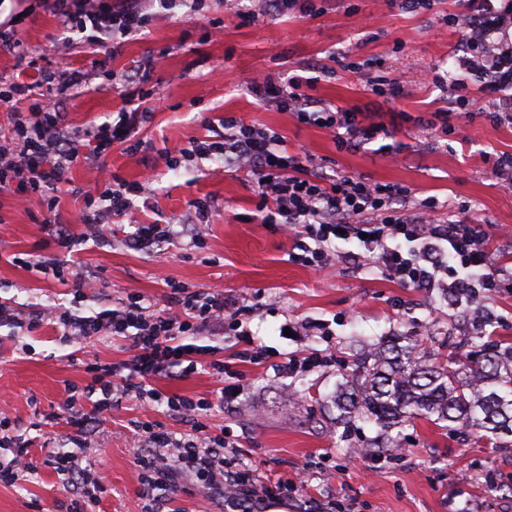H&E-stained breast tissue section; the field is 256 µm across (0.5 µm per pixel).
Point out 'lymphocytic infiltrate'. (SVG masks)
<instances>
[{
  "mask_svg": "<svg viewBox=\"0 0 512 512\" xmlns=\"http://www.w3.org/2000/svg\"><path fill=\"white\" fill-rule=\"evenodd\" d=\"M39 4L53 13L62 33L84 36L99 48L141 33L153 8L176 6L175 0H121L117 5L112 0H39ZM459 5L451 24L468 46L459 66L479 77L481 97L497 100L498 109L489 113V120L512 123V0H459ZM155 65V60H146L134 75L122 77L119 95L124 108L117 123H92L73 132L66 129L59 105L85 83L84 72L59 66L43 71L32 83L14 76L1 78L0 106L9 112L11 130L0 140V193L19 201L31 192L43 194L51 213L64 193L105 201L106 209L87 214L86 225L125 218L140 248L185 237L201 244L209 205L198 204L180 224H145L137 220L132 200L144 194L146 183L105 174L86 189L70 185L67 177L85 146H93L99 154L116 143L130 151L138 148L135 134L154 113L139 86L149 80ZM312 85V79L292 76L280 84L256 80L251 88L292 112L299 122L334 132L341 145L376 137L378 126L366 123L360 112L317 108L308 92ZM194 152L202 157L219 155L225 168L252 174L261 221L295 238L297 250L289 255L294 263L324 271L338 256V242H354L360 258L373 261L390 280L409 288L441 289L452 305L485 301L502 283L491 261L495 236L485 225L438 218L437 201L413 203L403 186L323 172L312 155L288 151L281 135L268 127L225 119L223 135L196 142ZM174 302L175 309L151 310L144 307L140 294L130 292L115 308L95 316L55 307L43 312L42 321L61 327L64 340L80 349L101 336L126 338L132 349L130 358L119 363L85 359L84 371L91 380L82 392L68 390L64 402L73 429L69 439L78 441L88 427L119 407L129 392H137L147 404L193 420L195 428L192 437L179 439L160 425L138 423L136 433L144 443L136 458L141 512H163L169 479L176 473L214 488L225 512H266L271 499L289 497L287 483L257 485L251 471L236 465L227 438L213 433L203 421L214 407L209 398L169 396L153 384L161 375L192 373L197 348L189 344V337L222 330L249 307L225 297L223 291L203 288L180 289ZM85 400L90 401V410H82ZM5 429L12 432L13 456L0 461V481L12 484L34 468L29 456L32 440L26 430L11 427L1 417L0 431ZM55 464L74 489L71 512H86L104 489V474L64 453Z\"/></svg>",
  "mask_w": 512,
  "mask_h": 512,
  "instance_id": "lymphocytic-infiltrate-1",
  "label": "lymphocytic infiltrate"
}]
</instances>
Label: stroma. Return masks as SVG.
<instances>
[{"mask_svg": "<svg viewBox=\"0 0 512 512\" xmlns=\"http://www.w3.org/2000/svg\"><path fill=\"white\" fill-rule=\"evenodd\" d=\"M315 5L320 12L314 17L299 2L271 16L264 0H204L209 27L187 19L186 7L178 6L122 39L111 68L158 58L143 90L160 103L152 123L138 133L139 151L115 144L100 161L123 180L151 178L149 194L133 200L144 223H176L197 200L209 201L204 244L167 242L149 255L130 244V226L115 222L100 225L97 238L67 252L49 241L43 196L29 194L19 208L11 196L0 195V300L27 314L56 307L92 316L131 291L140 292L146 305L164 307L177 285L259 303L247 329L264 352L260 363L239 361L244 345L228 327L220 336L193 337L201 349L194 373L160 377L155 384L169 394L214 400L206 424L233 434L239 463L259 478L293 483L306 472L300 500L283 512H301L308 495L335 501L337 512H512V447L497 448L464 432L449 435L418 420L400 429L402 458L389 448L376 458L364 450L377 426L359 421L337 430L336 411L325 404L348 361L373 344L399 334L432 336L436 349L453 357L459 348L447 343L448 333L477 336L481 326L439 292L401 286L367 261L339 260L329 277L293 263L292 241L257 217L246 172L225 170L217 156L178 157L208 136L211 124L232 116L274 129L289 151L308 152L327 173L405 186L414 201L437 200L443 217L512 227V186L492 173L495 159L512 154V126L486 119L491 102L475 99L474 77L457 68L466 49L448 23L456 0H430L416 9L407 0ZM15 13L23 17L21 41L42 65L64 64L87 75L74 98L61 104L66 125L117 121L122 100L102 69L93 67L91 48L64 45L54 17L36 0H0V20ZM257 74L276 81L316 78L312 94L320 106L363 112L385 131L363 147H338L326 130L251 93ZM383 76L384 86L378 83ZM452 78L465 82L461 95L449 91ZM22 252L35 261L81 266L97 277L99 288L75 298L71 285L14 265V254ZM494 259L503 286L487 306L499 318L498 335L512 341V239L495 240ZM312 319L326 321L327 335L285 336L286 327ZM61 334L48 324L0 326V414L27 430L37 462L15 484L0 483V512H69L72 495L50 463L58 451L104 471L105 490L93 512H140L136 425L155 422L179 438L194 427L131 395L79 443L67 442L64 389L89 378ZM316 353L326 358L321 367L292 377L279 368L286 358ZM214 359L241 372L238 398L218 403V385L206 371ZM491 476L499 485L492 500L485 495Z\"/></svg>", "mask_w": 512, "mask_h": 512, "instance_id": "obj_1", "label": "stroma"}]
</instances>
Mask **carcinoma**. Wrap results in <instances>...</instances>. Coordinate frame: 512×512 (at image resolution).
<instances>
[{
    "label": "carcinoma",
    "mask_w": 512,
    "mask_h": 512,
    "mask_svg": "<svg viewBox=\"0 0 512 512\" xmlns=\"http://www.w3.org/2000/svg\"><path fill=\"white\" fill-rule=\"evenodd\" d=\"M352 366L334 397L336 425L375 423V453L387 447L391 430L418 418L450 433L484 430L512 447V345L489 336L481 349L444 361L405 337L401 345H377Z\"/></svg>",
    "instance_id": "cac0c4a2"
}]
</instances>
